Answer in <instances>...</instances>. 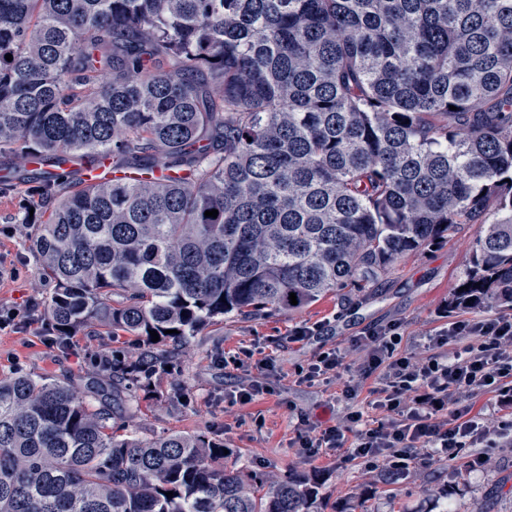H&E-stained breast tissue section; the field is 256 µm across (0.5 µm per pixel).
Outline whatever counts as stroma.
<instances>
[{
  "label": "stroma",
  "mask_w": 512,
  "mask_h": 512,
  "mask_svg": "<svg viewBox=\"0 0 512 512\" xmlns=\"http://www.w3.org/2000/svg\"><path fill=\"white\" fill-rule=\"evenodd\" d=\"M35 203L24 184L0 194V266L15 267L19 276L0 279V306L33 303L29 325L0 331V378L18 373L67 380L75 393L103 375L95 355L134 360L135 337L112 335L102 327H87L67 342L48 344L53 325L44 303L53 290L36 274V262L26 242L20 219ZM479 225L466 224L452 238L402 258L392 272L361 293L329 294L294 313H270L257 319L226 316L204 328L183 349L170 370L153 377L150 387L138 391L135 401L113 423L140 436L178 431L202 433L223 443L224 464L276 477L309 476L319 487L322 512H512V444L497 437L505 420L492 394L471 400L489 435L487 443L461 450L454 460L410 465L404 474L367 468L361 460H346L345 449H323L306 457L298 435L312 428L341 426L349 409L363 411L371 424L384 420L371 409L368 378L351 401L341 396L336 380L303 381L298 370L324 352H340L353 373H360L366 356L362 345L371 330L396 326L399 354L426 360L436 335L458 318L512 315V306L496 304L467 311L451 306V294L469 264ZM313 333L297 341L296 328ZM251 349L271 368L268 393L247 405H229L224 396L240 384L244 372L225 367V360Z\"/></svg>",
  "instance_id": "1"
}]
</instances>
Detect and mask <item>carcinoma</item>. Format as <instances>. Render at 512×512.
<instances>
[{
  "instance_id": "obj_1",
  "label": "carcinoma",
  "mask_w": 512,
  "mask_h": 512,
  "mask_svg": "<svg viewBox=\"0 0 512 512\" xmlns=\"http://www.w3.org/2000/svg\"><path fill=\"white\" fill-rule=\"evenodd\" d=\"M101 152L134 176L33 169L49 208L21 223L58 330L141 360L81 396L0 379V512H315L313 485L112 416L224 316L370 288L463 224L450 304L512 303V0H0V154Z\"/></svg>"
}]
</instances>
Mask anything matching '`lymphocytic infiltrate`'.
I'll return each mask as SVG.
<instances>
[{
	"mask_svg": "<svg viewBox=\"0 0 512 512\" xmlns=\"http://www.w3.org/2000/svg\"><path fill=\"white\" fill-rule=\"evenodd\" d=\"M430 342L452 343L458 350L450 360L437 355L416 363L397 353L393 330L371 332L364 342V371L378 373L371 405L389 412V420L373 427L362 411H350L346 426L301 433L302 453L348 446L352 458L396 474L404 461L425 465L436 457L452 459L484 442L485 430L467 398L492 392L500 408L512 409V318L462 319Z\"/></svg>",
	"mask_w": 512,
	"mask_h": 512,
	"instance_id": "lymphocytic-infiltrate-1",
	"label": "lymphocytic infiltrate"
}]
</instances>
